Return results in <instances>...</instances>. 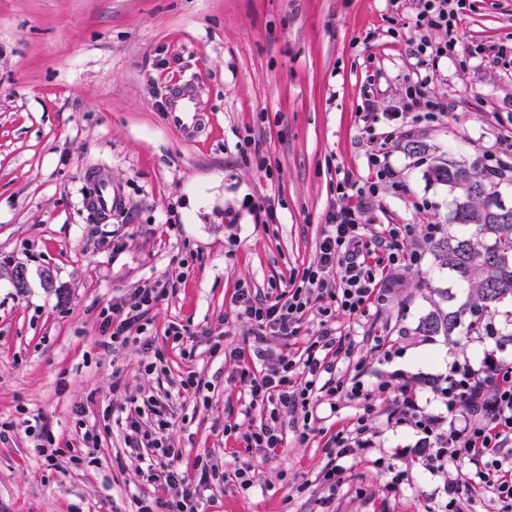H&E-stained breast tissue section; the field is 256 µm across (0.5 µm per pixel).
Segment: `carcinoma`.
<instances>
[{"mask_svg":"<svg viewBox=\"0 0 512 512\" xmlns=\"http://www.w3.org/2000/svg\"><path fill=\"white\" fill-rule=\"evenodd\" d=\"M476 172L448 161L434 165L429 177L462 190L455 202L454 230H441L431 240V249L440 268L448 269L465 291L459 306L435 305L418 323L422 336L453 335L466 327L469 334L487 335V323L502 318L512 326V310L500 306L512 301V220L496 221L493 212L501 206L499 194L472 179Z\"/></svg>","mask_w":512,"mask_h":512,"instance_id":"carcinoma-1","label":"carcinoma"}]
</instances>
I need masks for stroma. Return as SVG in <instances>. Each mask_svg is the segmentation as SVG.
<instances>
[{
  "instance_id": "1",
  "label": "stroma",
  "mask_w": 512,
  "mask_h": 512,
  "mask_svg": "<svg viewBox=\"0 0 512 512\" xmlns=\"http://www.w3.org/2000/svg\"><path fill=\"white\" fill-rule=\"evenodd\" d=\"M462 3L455 50L421 62L413 43L446 33H420L417 0H0V512H137V497L154 489L111 411L150 395L165 402L189 483L200 454L229 474L251 466L249 491L210 481L198 512H437L449 482L467 480L468 464L422 467L415 434L387 419V395L374 400V448L343 459L349 480L332 497L317 475L353 403L319 406L308 441L286 427L271 462L224 432L246 403L239 366L224 357L249 341L237 291L279 294L316 262L330 214L351 202L338 182H376V196L360 201L368 231L444 224L461 191L429 181L428 169L449 160L480 171L492 152L505 170L500 199L512 205V0ZM419 78L445 105L436 120H424L427 104L403 109ZM185 82L205 114L193 139L166 121L168 90ZM248 141L265 168L243 152ZM372 149L388 154L397 183L377 181ZM99 170L121 197L108 216L82 201ZM267 199L271 223L257 209ZM147 284L169 292L145 341L113 343L101 310ZM451 284L426 244L418 265L395 275L388 305L357 322L335 317L357 338L369 381L412 384L443 428L437 380L455 360L478 370L492 349L512 362L510 343L417 333ZM174 324L185 336L170 334ZM371 329L395 339L391 361L362 344ZM150 346L166 354L152 373ZM190 375L200 393L181 391ZM37 421L59 450L55 465L34 451ZM89 427L91 452L80 440ZM389 462L412 482L389 490Z\"/></svg>"
}]
</instances>
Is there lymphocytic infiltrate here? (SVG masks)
<instances>
[{
	"instance_id": "lymphocytic-infiltrate-1",
	"label": "lymphocytic infiltrate",
	"mask_w": 512,
	"mask_h": 512,
	"mask_svg": "<svg viewBox=\"0 0 512 512\" xmlns=\"http://www.w3.org/2000/svg\"><path fill=\"white\" fill-rule=\"evenodd\" d=\"M457 18L454 0H419L416 27L445 30L448 38L433 45L420 40L416 56L447 55L456 45L453 34ZM358 214V208L349 207L331 215L319 243L317 262L303 270L298 285L289 289L286 296L261 298L252 295L250 289L239 290L237 316L251 326L254 343L250 350L261 361V369L256 371L245 365L243 349L230 352L241 363L239 377L246 386L249 408L264 410L259 426L242 433L243 439L248 449L265 459L277 458L284 444L286 417L302 415L300 437L308 439L323 392L357 403L359 412L351 426L338 431L326 443L328 462L319 473L318 482L331 494L347 480L343 459L373 447V400L387 390L385 384L368 382L363 362L354 359V340L338 334L333 325V311L338 308L359 318L366 316L371 307H381L390 301L392 290L386 269L366 263L370 247L386 252L387 268H404L419 259L415 243L422 238L431 239L436 233L431 224L421 235L411 224H386L370 236ZM165 294V289L146 286L136 289L128 300L103 309L101 317L111 326L113 341L126 343L132 329L140 325ZM312 316L319 319L318 335L300 353L267 347L268 338L287 340L299 336L303 324ZM345 360L353 362V375L326 382V374ZM487 368V374L481 377L469 367L452 364L440 389L441 401L449 414H456L458 406L466 402L473 403L478 410V418L464 424L452 422L446 430L434 429L408 387L395 392L393 403L398 423L421 434L423 443L429 447L424 467L438 471L465 462L473 464L469 484L488 492L490 512H512V451L507 448L512 441V367L491 360ZM155 415L157 425L151 429L143 428L135 416L127 418L129 438L142 451L141 472L146 473L149 481L160 483L165 492L164 497L142 505L138 512H188L198 490L180 470L181 450L168 443V420L163 405H156Z\"/></svg>"
}]
</instances>
